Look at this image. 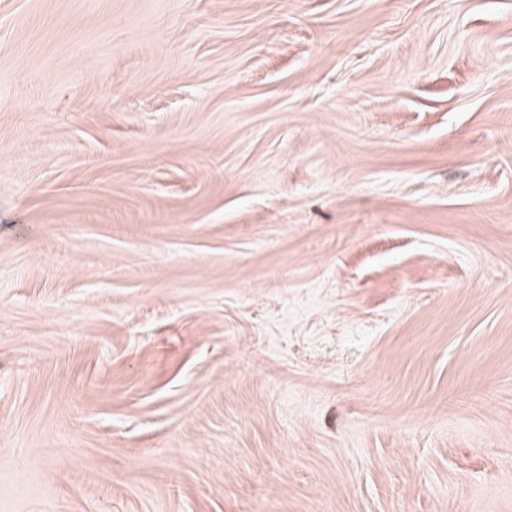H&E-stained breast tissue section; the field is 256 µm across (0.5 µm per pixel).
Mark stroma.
<instances>
[{"label": "stroma", "instance_id": "obj_1", "mask_svg": "<svg viewBox=\"0 0 512 512\" xmlns=\"http://www.w3.org/2000/svg\"><path fill=\"white\" fill-rule=\"evenodd\" d=\"M0 512H512V0H0Z\"/></svg>", "mask_w": 512, "mask_h": 512}]
</instances>
